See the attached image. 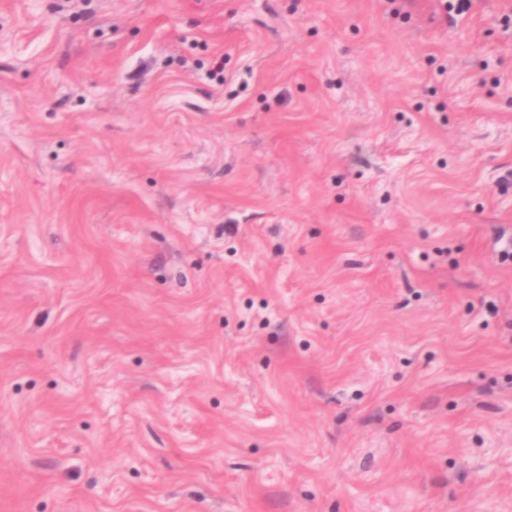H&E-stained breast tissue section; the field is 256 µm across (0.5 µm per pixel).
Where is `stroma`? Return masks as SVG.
<instances>
[{
	"instance_id": "35a3bbf8",
	"label": "stroma",
	"mask_w": 512,
	"mask_h": 512,
	"mask_svg": "<svg viewBox=\"0 0 512 512\" xmlns=\"http://www.w3.org/2000/svg\"><path fill=\"white\" fill-rule=\"evenodd\" d=\"M510 249L512 0H0V512H512Z\"/></svg>"
}]
</instances>
